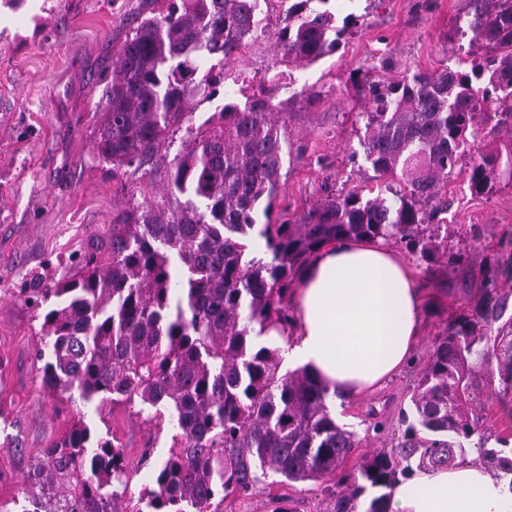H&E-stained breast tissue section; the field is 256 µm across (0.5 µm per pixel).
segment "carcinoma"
I'll return each instance as SVG.
<instances>
[{"label":"carcinoma","mask_w":512,"mask_h":512,"mask_svg":"<svg viewBox=\"0 0 512 512\" xmlns=\"http://www.w3.org/2000/svg\"><path fill=\"white\" fill-rule=\"evenodd\" d=\"M286 2L275 48L289 64L335 52L357 24L347 15L337 25V0ZM468 3L467 29L454 37L468 36L471 68L367 83L358 140L376 186L338 190L326 179L319 202L275 217L293 148L288 113L254 100L196 127L187 112L224 84L257 33L260 0H171L130 30L112 53L95 150L114 176L153 163L149 186L163 189L90 229L59 279L30 273L18 297L42 313L44 388L68 402L76 390L99 411L162 406L177 450L135 496L123 449L79 420L32 457L17 512H221L258 470L334 479L325 512H387L394 485L470 454L512 476V428L497 448L485 437L492 397L512 396V319L502 320L506 299L492 291L434 338L402 436L351 468L362 439L332 417L328 384L307 367L281 371V349L252 338L293 329L296 282L330 244L384 238L416 261H440L448 235L434 220L448 209L442 190L457 167L473 197L512 183V151L486 140L512 133V0ZM180 131V150L158 160ZM254 232L271 259L251 256Z\"/></svg>","instance_id":"obj_1"}]
</instances>
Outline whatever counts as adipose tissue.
Returning <instances> with one entry per match:
<instances>
[{
  "instance_id": "adipose-tissue-1",
  "label": "adipose tissue",
  "mask_w": 512,
  "mask_h": 512,
  "mask_svg": "<svg viewBox=\"0 0 512 512\" xmlns=\"http://www.w3.org/2000/svg\"><path fill=\"white\" fill-rule=\"evenodd\" d=\"M293 333L262 343L281 348L286 367L306 366L345 395L381 387L407 364L421 336L423 294L408 264L384 239L322 249L295 294ZM389 512H512V485L476 455L397 484Z\"/></svg>"
}]
</instances>
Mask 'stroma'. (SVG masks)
Masks as SVG:
<instances>
[{
    "label": "stroma",
    "mask_w": 512,
    "mask_h": 512,
    "mask_svg": "<svg viewBox=\"0 0 512 512\" xmlns=\"http://www.w3.org/2000/svg\"><path fill=\"white\" fill-rule=\"evenodd\" d=\"M164 0H0V503L19 496L32 454L61 436L76 415L123 447L132 490L150 480L172 444L167 424L127 407L79 412L56 402L41 385L35 354L42 321L17 290L32 271L60 273L88 225L108 224L148 181L143 171L112 166L93 149L94 114L112 67V52L137 22L157 17ZM466 0H341L339 16L357 24L340 47L310 65L280 62L274 42L285 17L279 0L262 7L263 32L241 48L233 77L212 97L191 104L194 125L224 105H244L242 83L259 85L276 111L287 113L294 151L277 209L298 210L322 195L324 176L337 187L371 185L367 162L347 160L358 149L355 115L366 107L368 80H396L456 65L464 54L453 37ZM287 74L289 86L273 82ZM449 258L413 265L426 290L423 332L410 363L376 391L341 401L339 423L357 431L368 449L389 447L399 414L410 409L435 336L485 289L506 298L512 317V185L493 195H470L466 175L448 180ZM322 481L281 482L271 474L247 494L227 498L224 512H271L278 497L287 512H322Z\"/></svg>",
    "instance_id": "obj_1"
}]
</instances>
